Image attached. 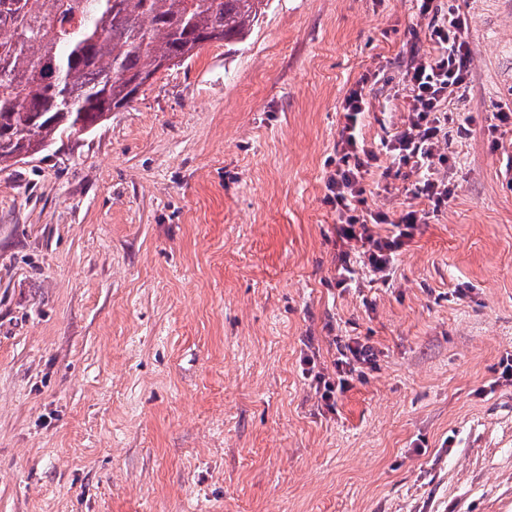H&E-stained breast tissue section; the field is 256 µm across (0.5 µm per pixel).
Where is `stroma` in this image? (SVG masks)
I'll return each instance as SVG.
<instances>
[{"mask_svg": "<svg viewBox=\"0 0 512 512\" xmlns=\"http://www.w3.org/2000/svg\"><path fill=\"white\" fill-rule=\"evenodd\" d=\"M470 21L457 185L390 286L336 285L340 104L399 124L418 0H270L131 105L0 165V512H512V0ZM501 149H494L493 141ZM368 204L421 208L401 174ZM377 352L335 411L302 359Z\"/></svg>", "mask_w": 512, "mask_h": 512, "instance_id": "35a3bbf8", "label": "stroma"}]
</instances>
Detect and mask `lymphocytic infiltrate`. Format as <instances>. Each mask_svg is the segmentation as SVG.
Returning a JSON list of instances; mask_svg holds the SVG:
<instances>
[{"mask_svg": "<svg viewBox=\"0 0 512 512\" xmlns=\"http://www.w3.org/2000/svg\"><path fill=\"white\" fill-rule=\"evenodd\" d=\"M432 0H422L420 12L428 16V38L432 55L414 60L405 73L408 114L401 127L379 142L367 143L361 118L367 103L361 89L350 90L342 102L343 122L336 142V169L329 176L326 203L336 211V284L345 287L355 275V263H362L372 282L389 285L395 260L409 243L428 214L447 210L456 186L441 176L450 158L447 111L449 103L461 100L471 74L472 51L467 41L469 22L456 10L432 13ZM409 168L414 177L410 192L426 202V209L401 213L372 210L365 197V180L373 171L389 175ZM373 346L360 342L344 344L335 361L336 377L319 372L313 356L302 360L303 373L312 377L326 407H333L336 395L349 388L361 365H375Z\"/></svg>", "mask_w": 512, "mask_h": 512, "instance_id": "1", "label": "lymphocytic infiltrate"}]
</instances>
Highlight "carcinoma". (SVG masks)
<instances>
[{"label":"carcinoma","mask_w":512,"mask_h":512,"mask_svg":"<svg viewBox=\"0 0 512 512\" xmlns=\"http://www.w3.org/2000/svg\"><path fill=\"white\" fill-rule=\"evenodd\" d=\"M270 0H0V164L83 135L144 79L244 39Z\"/></svg>","instance_id":"1"}]
</instances>
